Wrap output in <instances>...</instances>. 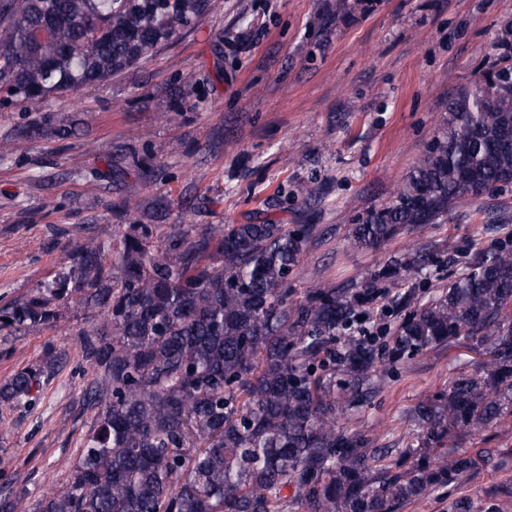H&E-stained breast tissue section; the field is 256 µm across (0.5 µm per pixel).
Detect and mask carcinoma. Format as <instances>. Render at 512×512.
<instances>
[{"label": "carcinoma", "mask_w": 512, "mask_h": 512, "mask_svg": "<svg viewBox=\"0 0 512 512\" xmlns=\"http://www.w3.org/2000/svg\"><path fill=\"white\" fill-rule=\"evenodd\" d=\"M209 0H0V93L12 103L96 86L194 28ZM83 122L35 117L13 137L69 139ZM106 169L124 172L102 148ZM512 185V55L448 100V121L391 201L351 238L378 249L448 218L452 206ZM131 221L114 248L72 245L68 265L37 294L0 307V327L40 330L77 305L98 375L84 390L101 408L65 488L34 512H400L469 475L457 441L512 429V247L478 255L426 303L390 299L391 345L349 334L372 290L317 283L293 299L290 275L315 224L177 228L154 246L153 225ZM492 339L472 372L412 410L414 448H385L338 427L380 387L378 360L424 355L463 337ZM37 370L0 384V401L31 394Z\"/></svg>", "instance_id": "cac0c4a2"}]
</instances>
